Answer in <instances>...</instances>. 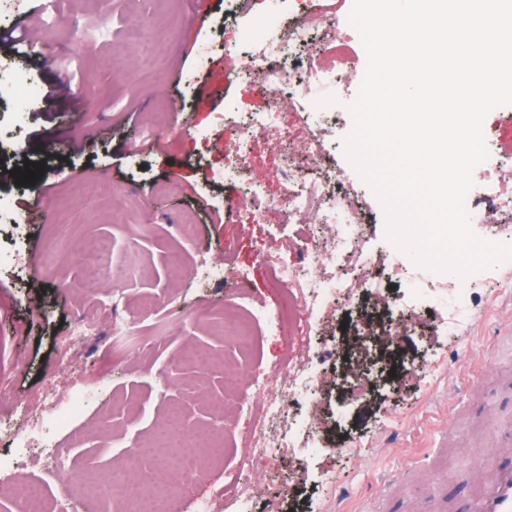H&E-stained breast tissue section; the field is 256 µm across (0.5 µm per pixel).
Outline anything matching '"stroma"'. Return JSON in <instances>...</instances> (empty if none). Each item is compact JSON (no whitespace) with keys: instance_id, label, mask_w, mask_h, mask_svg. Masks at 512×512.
<instances>
[{"instance_id":"obj_1","label":"stroma","mask_w":512,"mask_h":512,"mask_svg":"<svg viewBox=\"0 0 512 512\" xmlns=\"http://www.w3.org/2000/svg\"><path fill=\"white\" fill-rule=\"evenodd\" d=\"M336 17L337 38L321 42L319 58L332 61L348 49V83L337 96L327 165L361 195L366 207L362 234L375 253L391 251L383 206L344 152L352 129L348 105L357 97L367 64L357 30L348 22L350 0ZM24 17L33 31L47 30L40 60L6 58L10 69L28 76L47 93L70 82L71 95L54 111L34 107L20 122H0V195L11 198L13 216L0 220V415L21 402L29 417H40L50 393L82 386L88 397L69 428L57 432L53 451L64 475L96 459L109 472L123 454L157 438L156 425L169 404L183 410L192 426L217 419L209 402L224 396V373L169 361L186 343L223 358L231 343L224 335V285L198 286L174 277L168 257L186 262L200 254L229 259L250 272L254 301L274 305L280 290L257 263L262 253L281 249V216L272 211L263 224L250 223L235 210L246 183L263 179L267 194L280 192L277 171L284 158L270 139L287 133L298 143L309 137L306 113L280 106L271 116L267 137L258 139L247 158L223 144L226 134L266 109L268 97L254 83L238 79L243 20L230 0H55L53 9L38 0H0V30ZM80 26L86 47L70 50L73 26ZM209 62L199 65L203 47ZM194 73L193 84L183 77ZM488 150L512 163V105L493 109L483 122ZM45 163L35 184L16 185L12 170L25 161ZM231 168L235 178L218 179ZM102 193L82 196L86 183ZM222 223H210L211 212ZM192 217L183 230V217ZM108 240L102 272L116 295L84 282L83 245ZM404 274L393 278L381 269L364 271L375 284L364 290L358 308L309 330L294 315L289 338L259 336L258 357L249 369L261 379L277 368L285 350L313 349L324 370L340 366L347 342L354 353L375 364L364 400L351 403L334 394L329 416L338 420L334 440L354 448L352 457L321 454L306 463L279 458L253 463L254 472L275 483H294L300 510L288 501L260 494L252 512H441L475 496L466 486L469 470L483 464L512 467L499 434L512 422V274L477 272L471 290V321L448 332L445 315L431 291L418 299L419 323L401 338L402 349L382 360L384 342L368 334L364 320L386 325L392 312L375 304L376 293L398 300L414 286L415 263L400 254ZM211 310L207 325L194 312ZM95 311L100 332L68 341L81 312ZM128 317L137 337L130 356L109 358L112 317ZM419 363L432 372L428 383L396 386L393 368ZM243 451L228 448L203 477L181 480L174 512H196L199 503L219 497L234 482ZM50 499L65 498L68 512H116L111 495L85 485L49 483Z\"/></svg>"}]
</instances>
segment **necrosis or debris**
I'll return each instance as SVG.
<instances>
[{
    "mask_svg": "<svg viewBox=\"0 0 512 512\" xmlns=\"http://www.w3.org/2000/svg\"><path fill=\"white\" fill-rule=\"evenodd\" d=\"M239 13L248 20L242 28L248 48L247 62L238 78L253 80L274 98L296 97L305 100L314 115L330 112L340 88L337 69L323 68L313 48L314 35L322 39L335 37L333 28L322 25L319 14L303 10L304 0H269L264 14H253L255 0H234ZM294 156L276 174L281 193L267 198L261 182L247 184L240 201L251 216L252 223H264L269 211H279L287 224H317L327 233V242L319 248H304L299 235L288 238L290 259L274 254L262 255L261 267L273 272L279 288L296 308L302 309L320 322L336 317L342 310L354 306L366 280L351 277L357 268L384 266L382 257L365 252L359 227L364 213L355 198L341 187L338 175H322L326 150L318 135H311L303 145L294 148ZM470 221L482 224L500 212L512 210V166L496 157L474 169L472 187L466 197ZM435 299L448 303V328L456 330L467 317L465 305L471 291V281L459 276L440 277L434 287ZM238 313L226 334L240 356L225 361V369L241 371L257 347L260 329L278 332L284 325L280 308L251 309L237 302ZM330 376L316 369L313 352L287 355L271 379L252 386L249 410L253 427L244 439L250 457L267 459L288 454L306 460L322 454L319 435L329 426L319 392L329 386ZM304 398L308 412L299 422L288 420L287 410L295 398ZM82 402L72 394L67 404L48 406L44 415L30 424H15L0 418V435H9L14 446L29 448L49 442L48 429L61 430L80 413ZM283 425L271 432L272 422ZM223 427L197 429L180 441V465L184 472L199 477L208 463L224 453ZM155 445L146 443L126 457L124 470L112 478L114 500L130 503L129 512H171V498L166 489L171 485L166 466L151 471L153 492H144L139 484L127 479V472L136 470L142 458L156 454ZM0 485L15 490L24 505V512H47L42 486L19 476L14 460L0 459Z\"/></svg>",
    "mask_w": 512,
    "mask_h": 512,
    "instance_id": "4bbe7bcc",
    "label": "necrosis or debris"
}]
</instances>
